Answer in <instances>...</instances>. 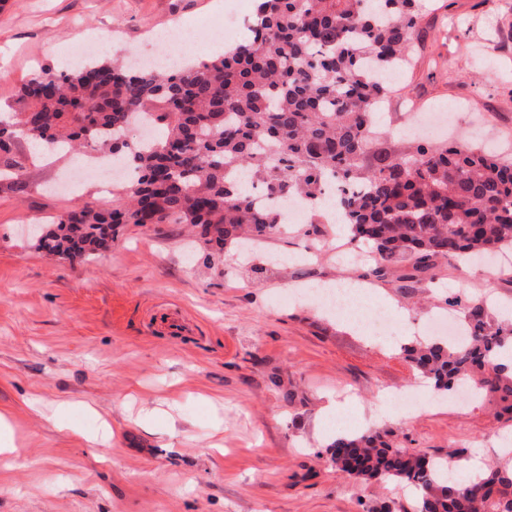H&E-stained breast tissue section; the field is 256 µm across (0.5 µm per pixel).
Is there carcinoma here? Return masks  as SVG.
Returning a JSON list of instances; mask_svg holds the SVG:
<instances>
[{
    "label": "carcinoma",
    "instance_id": "cac0c4a2",
    "mask_svg": "<svg viewBox=\"0 0 512 512\" xmlns=\"http://www.w3.org/2000/svg\"><path fill=\"white\" fill-rule=\"evenodd\" d=\"M418 27L414 0H256L250 35L193 66L134 67L116 59L43 69L19 108L0 122V152L22 137L50 149L96 151L132 175L112 184V207L77 204L38 237L61 259L102 256L123 224H187L197 261L218 267L224 244L263 239L278 215L255 205L240 179L269 197L322 199L342 185L343 232L377 255L365 276L404 279L439 263L512 252V161L476 147L426 140L371 151L374 112L387 93L375 73L407 64ZM159 135L143 147L127 135L134 115ZM461 343L406 348L435 390L464 386L512 397V326L482 302L461 306ZM387 429L338 434L329 463L358 482H394L420 493L417 512H512V466L498 462L457 480L444 458L393 443Z\"/></svg>",
    "mask_w": 512,
    "mask_h": 512
}]
</instances>
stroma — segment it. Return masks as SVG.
<instances>
[{
    "label": "stroma",
    "instance_id": "1",
    "mask_svg": "<svg viewBox=\"0 0 512 512\" xmlns=\"http://www.w3.org/2000/svg\"><path fill=\"white\" fill-rule=\"evenodd\" d=\"M255 0H0V120L23 83L81 59L87 37L99 60L144 50L150 32L198 22L197 46L218 9ZM418 58L386 106L405 114L450 108V132L512 159V0H417ZM24 181L0 156V413L16 448L0 461V512H414L412 490L356 482L325 454L339 433L393 429L397 444L430 457L465 449L503 457L512 418L498 397L442 399L401 351L447 297L512 308V273L441 265L435 278L369 283L395 324L376 335L357 315L329 312L292 288H333L358 275L338 257L335 225L309 249L300 225L263 240L249 259L224 251L222 270L187 252L181 224L123 225L92 260L46 256L24 231L33 218L75 204L101 206L109 187L74 193L62 175L84 155L39 156L29 141ZM428 402L406 416L400 392ZM153 419L138 423L146 410ZM108 422L109 445L93 443Z\"/></svg>",
    "mask_w": 512,
    "mask_h": 512
}]
</instances>
